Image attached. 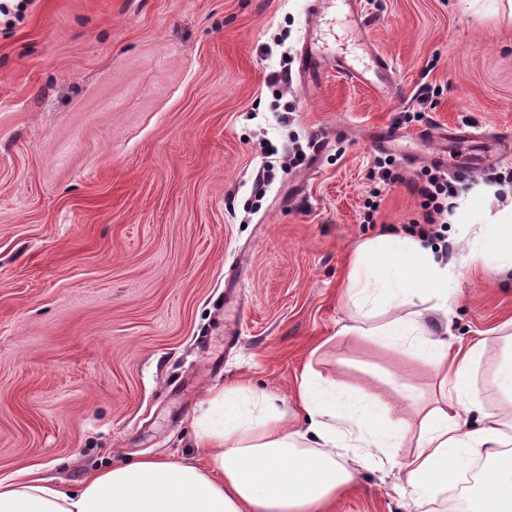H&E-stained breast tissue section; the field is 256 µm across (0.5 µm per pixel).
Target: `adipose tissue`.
I'll list each match as a JSON object with an SVG mask.
<instances>
[{"label": "adipose tissue", "instance_id": "ef3b65f1", "mask_svg": "<svg viewBox=\"0 0 512 512\" xmlns=\"http://www.w3.org/2000/svg\"><path fill=\"white\" fill-rule=\"evenodd\" d=\"M463 262L486 256L512 268V208L485 215L466 243ZM447 302L457 286L455 264L416 238L384 235L362 244L349 275V298L360 311L376 305L404 316L354 333L384 337L399 353L416 352L438 377L435 396L414 421L390 418L385 401L351 400L303 373L297 403L306 428L264 392L231 386L214 393L197 422L196 445L207 465L154 457L90 471L74 490L43 477L0 479V512H331L357 473L390 458L415 436L399 468L402 490L426 512L434 489L466 461L483 457L471 512H512V414L487 409L473 382L486 340L456 348L428 336L413 311L420 286Z\"/></svg>", "mask_w": 512, "mask_h": 512}]
</instances>
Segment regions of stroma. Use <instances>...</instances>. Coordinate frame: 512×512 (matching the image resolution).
I'll return each instance as SVG.
<instances>
[{"mask_svg":"<svg viewBox=\"0 0 512 512\" xmlns=\"http://www.w3.org/2000/svg\"><path fill=\"white\" fill-rule=\"evenodd\" d=\"M311 2L28 0L14 26L0 16L1 478L31 469L68 490L110 462H202L211 388L244 383L293 411L307 367L409 419L431 397L426 361L342 334L357 316L347 276L366 240L415 236L413 185L435 156L450 174L476 149L421 129L512 133V18L503 0H360L359 30L339 5L320 43L364 78L328 68L311 91L298 74ZM386 133L399 178L367 224ZM509 171L512 156L467 174L449 261L481 186ZM422 320L458 345L486 339L476 385L512 410L493 387L512 350V269L463 267L447 312ZM401 486L399 468L361 471L334 512H416Z\"/></svg>","mask_w":512,"mask_h":512,"instance_id":"stroma-1","label":"stroma"}]
</instances>
